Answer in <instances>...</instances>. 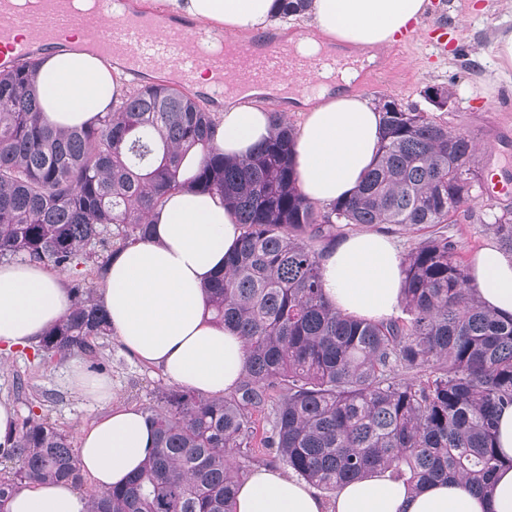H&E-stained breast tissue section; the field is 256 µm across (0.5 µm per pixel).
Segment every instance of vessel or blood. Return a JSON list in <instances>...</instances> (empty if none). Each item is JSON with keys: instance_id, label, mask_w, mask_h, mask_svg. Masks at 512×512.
Here are the masks:
<instances>
[{"instance_id": "obj_1", "label": "vessel or blood", "mask_w": 512, "mask_h": 512, "mask_svg": "<svg viewBox=\"0 0 512 512\" xmlns=\"http://www.w3.org/2000/svg\"><path fill=\"white\" fill-rule=\"evenodd\" d=\"M36 30L42 46L51 47L66 40L106 52L116 59L125 58L129 48H136L138 67L176 66L183 81H191L195 72L206 69L213 80L202 101L229 97L239 85H260L274 75L308 70L319 73L326 68L343 67L337 54H323L311 59L299 55L294 44L268 33L254 36L248 48L233 46L210 50L214 34L188 24H158L155 17L131 11L113 0H100L94 12L69 9L67 0H43L35 13H23L11 0H0V59L17 63L32 56L30 42L22 31Z\"/></svg>"}]
</instances>
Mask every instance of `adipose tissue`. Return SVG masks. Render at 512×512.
Listing matches in <instances>:
<instances>
[{"label":"adipose tissue","mask_w":512,"mask_h":512,"mask_svg":"<svg viewBox=\"0 0 512 512\" xmlns=\"http://www.w3.org/2000/svg\"><path fill=\"white\" fill-rule=\"evenodd\" d=\"M169 13L235 32L279 22L275 0H165ZM425 0H312L318 37L302 39L301 55L326 47L374 54L418 20ZM355 59L325 72L329 85L310 108L297 134L298 184L307 199L330 205L348 197L372 163L381 115L369 100L347 93L364 68ZM37 93L55 127L91 126L120 97L123 85L106 60L87 52H46L37 60ZM271 131L263 110L225 109L213 145L231 158L248 157ZM151 235L118 249L98 282L96 300L107 310L113 333L141 362L159 366L172 384L210 397L231 391L245 364L242 338L210 321L203 287L223 269L242 228L221 196L180 190L149 216ZM326 298L342 313L385 320L402 300L403 273L395 243L364 229L328 250L321 261ZM470 283L486 306L512 316V258L495 244L470 262ZM72 304L64 279L27 261L0 262V346L29 347ZM153 444L144 413L114 410L79 437L83 471L99 486L124 484ZM482 494L460 483L434 482L414 492L379 473L341 486L331 501L284 472L260 467L243 479L235 512H512V468L493 475ZM10 512H88L73 486L45 483L15 495Z\"/></svg>","instance_id":"ef3b65f1"}]
</instances>
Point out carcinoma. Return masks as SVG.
Returning a JSON list of instances; mask_svg holds the SVG:
<instances>
[{
    "mask_svg": "<svg viewBox=\"0 0 512 512\" xmlns=\"http://www.w3.org/2000/svg\"><path fill=\"white\" fill-rule=\"evenodd\" d=\"M283 17L306 0H279ZM378 156L348 199L316 207L300 191L295 133L279 112L244 160L212 146L216 116L196 95L152 82L128 88L97 125L62 130L44 118L35 62L0 67V259L23 257L74 271V300L48 329V356L97 357L110 334L96 302L91 248L149 237L148 216L184 188L218 194L243 233L205 286L212 319L245 342L244 374L218 397L165 389L144 414L154 444L122 486L100 488L89 512H234L239 452L260 442L313 487L334 492L379 471L420 490L454 480L488 492L512 466L496 424L512 407V316L485 307L453 239L439 231L403 261L406 317L344 315L326 299L323 252L349 226L391 230L454 223L483 187L473 138L424 109L387 101ZM512 254V205L487 215ZM21 462L0 478V512L17 492L82 482L69 435L34 413L0 449Z\"/></svg>",
    "mask_w": 512,
    "mask_h": 512,
    "instance_id": "carcinoma-1",
    "label": "carcinoma"
}]
</instances>
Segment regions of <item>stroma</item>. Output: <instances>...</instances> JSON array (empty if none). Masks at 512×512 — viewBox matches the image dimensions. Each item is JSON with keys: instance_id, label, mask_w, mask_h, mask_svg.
<instances>
[{"instance_id": "35a3bbf8", "label": "stroma", "mask_w": 512, "mask_h": 512, "mask_svg": "<svg viewBox=\"0 0 512 512\" xmlns=\"http://www.w3.org/2000/svg\"><path fill=\"white\" fill-rule=\"evenodd\" d=\"M472 1L427 0L417 33L380 49L374 65L362 72L349 91L377 104L393 100L423 108L426 91L452 86L454 105L440 111V120L474 138L484 178L495 177L512 186V109L493 106L494 101L512 95V76L501 73L494 50L498 32L512 28V6L506 0H480L485 9L475 13L470 9ZM431 23L447 25L457 33L461 48L451 47L442 53L428 45L426 28ZM505 199V194L484 191L457 214L455 224L445 227L460 260L469 261L479 248L493 241L480 216ZM98 361L102 375L112 383L110 408H147L168 385L160 368L134 358L117 336L100 338ZM76 365L86 368L90 362L74 352L42 365L33 348L0 350V403L12 406L19 419L31 412L46 416L69 434L71 441H78L82 428L94 422L100 411L69 387L66 376Z\"/></svg>"}]
</instances>
